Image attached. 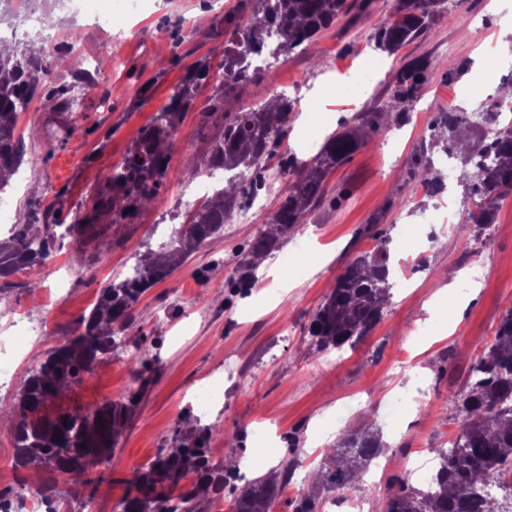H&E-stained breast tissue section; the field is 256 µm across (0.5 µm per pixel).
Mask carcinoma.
<instances>
[{
	"mask_svg": "<svg viewBox=\"0 0 512 512\" xmlns=\"http://www.w3.org/2000/svg\"><path fill=\"white\" fill-rule=\"evenodd\" d=\"M373 0H242L246 16L224 19L233 27L224 46L222 90L228 95L258 73L250 69V56L272 42L276 56L313 41L343 17L356 19L369 12ZM447 0H395V19L374 34L375 46L393 53L416 38L429 20L447 11ZM435 67L428 58L402 65L393 75L390 111L398 121L407 117L408 103L421 92L426 75ZM41 54L10 49L0 42V192L23 163V138L15 134L19 113L26 110L41 80ZM206 70H190L171 96L167 109L155 116L118 165L95 191L89 211L72 224L34 218L8 242H0V278H6L47 258L57 241L75 236L86 245L97 238V223L128 224L152 202L171 180L168 147L181 115L193 102L196 85ZM293 103L280 96L252 112H206L221 133L209 151L191 162L179 178L194 179L206 167L252 173L250 187L227 182L210 198L189 212V220L175 228L173 237L159 250L138 258L134 273L118 277L103 288L89 314L81 319L83 331L67 337L46 353L31 370L17 393L18 418L13 426L15 468L35 470L38 487L50 494L46 512H59L58 475L79 483L80 478L103 470L130 420L138 393L86 409H61L51 416L44 410L60 392L91 371L101 356L112 353L117 334L131 326L133 305L149 288L163 282L195 250L224 231V220L241 206L250 191L263 184L267 158L279 147L291 122ZM488 129L472 137V123L459 112H441L431 125L429 141L416 150V163L408 179L435 193L442 178L432 164V154L460 157L457 181L464 191L479 198L477 209L465 212L477 231L495 223L498 201L512 189V129L496 128V113H484ZM366 135L353 127L329 135L311 164L287 155L282 170L295 175L281 193L268 232L254 239L248 258L268 253L277 240L304 223L325 194L328 173L344 163L363 144ZM387 240L350 262L336 278L330 294L314 315L309 334L319 352L355 345L384 316L390 299ZM459 432L454 447L435 448L438 464L431 475V489L412 485L405 475L395 477L397 489L382 512H512L505 501L488 496L486 489L512 474V310L501 319L494 341L471 366L469 381L454 401ZM60 439L55 440L53 436ZM385 450L379 431L348 428L340 434L319 478L296 498L293 512H315L326 492L353 490L360 476ZM293 465L260 479L244 480L233 469L212 462L195 444L159 451L150 465L135 472L119 512H214L224 495L227 478L233 486V512H270L280 490L288 485Z\"/></svg>",
	"mask_w": 512,
	"mask_h": 512,
	"instance_id": "obj_1",
	"label": "carcinoma"
}]
</instances>
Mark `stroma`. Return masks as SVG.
<instances>
[{
    "label": "stroma",
    "mask_w": 512,
    "mask_h": 512,
    "mask_svg": "<svg viewBox=\"0 0 512 512\" xmlns=\"http://www.w3.org/2000/svg\"><path fill=\"white\" fill-rule=\"evenodd\" d=\"M489 2L464 0L450 18L435 17L417 39L385 55L391 72L421 57L434 60L435 67L411 103L408 121L381 120L366 144L328 174L325 195L306 223L278 240L276 252L303 248L309 255L307 264L289 271L288 290L274 288L273 264H241L280 205L279 195H266L249 222L226 221L220 236L146 292L132 309L123 345L95 363L84 385L60 395L58 406L86 408L141 394L93 495L96 512H117L134 471L148 466L160 449L176 447L177 431L184 427L227 461L252 455L255 430L267 427L281 437L280 460L311 474L351 422L377 426L391 466L367 492L371 512H381L402 466L424 461L426 449L447 447L448 428L456 422L454 399L512 309V199L500 200L498 228L483 252L474 225L434 223L441 199L426 198L418 182L399 174L412 166L414 147L430 136L435 115L454 106L457 89L476 80L495 88L512 84V75L487 69L482 61L491 44L512 59V27L489 11ZM240 6L241 0H142L139 17L121 22L114 35L75 13L68 0L0 7L16 28L27 12L39 19L56 15L52 30L34 28L30 38L57 41L59 53L44 54L43 64L66 88L51 100L36 95L18 120L27 152L24 179L13 182L9 193L17 224L46 210L59 223H72L168 105L187 71L202 65L209 70L178 124L169 151L171 182L134 223L101 226L104 252L89 273L75 275L70 288L56 290L51 278L54 270L72 268L77 244L69 237L43 264L10 276L0 292L6 302L0 309L1 337L13 335L14 320L23 317L53 327L55 340L63 341L101 289L126 274L128 259L143 243L159 244L155 224L185 222L198 201L177 175L221 132L220 126L204 124V113L259 108L270 87H278L294 102L282 146L308 162L312 156L299 142L303 112L314 111L336 131L387 110L390 79L358 94L337 88L349 82L377 29L392 20V0H374L355 21L338 20L312 43L275 59L264 83L226 97L224 18ZM87 57L94 58L93 67L84 66ZM412 224L420 231L413 256H390L398 269L408 270L412 288L392 292L375 328L355 347H343L334 368H320L322 355L308 327L336 277L369 251L377 235L393 238ZM444 267L467 270L469 276L442 298L435 272ZM428 324L435 327L433 335L417 337ZM139 347L149 358L141 368L129 362ZM403 354L413 363L404 371L397 366ZM211 379L223 382L224 399L203 416L195 392Z\"/></svg>",
    "instance_id": "35a3bbf8"
}]
</instances>
